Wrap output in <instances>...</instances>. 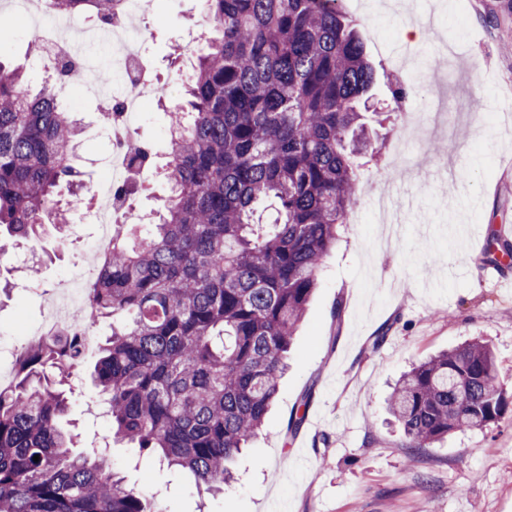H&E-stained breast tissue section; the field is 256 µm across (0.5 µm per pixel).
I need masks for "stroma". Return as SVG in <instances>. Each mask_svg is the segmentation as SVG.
Listing matches in <instances>:
<instances>
[{
	"mask_svg": "<svg viewBox=\"0 0 512 512\" xmlns=\"http://www.w3.org/2000/svg\"><path fill=\"white\" fill-rule=\"evenodd\" d=\"M203 0H156L138 19L142 53L152 77L166 83V103H152L136 137L157 164L170 148L167 104L178 102L192 72V56L172 63L171 47L200 34ZM435 13L459 52L449 93L488 103L483 112L448 113L450 135L432 128L404 144L386 84L368 103L371 140L379 158H358L361 202L356 223L324 259L319 284L298 327L288 370L265 423L232 467L224 493L200 490L193 475L159 467L122 441L109 454L126 484L157 494L167 512H512V419L458 431L419 450L408 447L385 410V400L411 365L437 352L481 339L493 348L499 375L512 387V288L482 278L490 229L512 225V0H409L382 10L374 0H346L378 72L392 71L391 54L416 16ZM31 32L17 22L0 33V61L22 66L31 86L50 63L31 54ZM103 107L81 93L75 163L90 179L108 174L112 141L101 128ZM96 232L92 212L72 220L68 244L47 235L38 254L17 253L14 288L0 299V351L26 345L21 326L39 324L57 280L86 252ZM388 334L381 346L373 336ZM95 396L72 400L66 421L76 450L92 452L106 434L86 413ZM297 432L288 424L297 408Z\"/></svg>",
	"mask_w": 512,
	"mask_h": 512,
	"instance_id": "35a3bbf8",
	"label": "stroma"
}]
</instances>
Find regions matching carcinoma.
I'll return each instance as SVG.
<instances>
[{
	"label": "carcinoma",
	"mask_w": 512,
	"mask_h": 512,
	"mask_svg": "<svg viewBox=\"0 0 512 512\" xmlns=\"http://www.w3.org/2000/svg\"><path fill=\"white\" fill-rule=\"evenodd\" d=\"M205 10L217 36L194 52L185 101L172 108L166 203L153 222L112 230L81 318L108 325L90 372L108 435L221 491L226 463L268 413L338 226L359 203L355 159L380 149L359 110L375 70L338 0H205ZM65 11L110 26L122 0H66ZM49 61L37 91L0 61V269L10 245H34L48 225L65 244L59 188L83 186L78 121L58 93L71 64ZM151 168V148L136 145L127 173ZM133 193L126 181L113 199L126 211ZM268 202L278 218L255 223ZM511 254L489 235L486 261ZM83 354L68 330L17 353L16 382L0 386V504L162 512L107 454L71 448L65 383ZM387 408L408 447L428 448L512 415V391L476 340L414 365Z\"/></svg>",
	"instance_id": "carcinoma-1"
}]
</instances>
